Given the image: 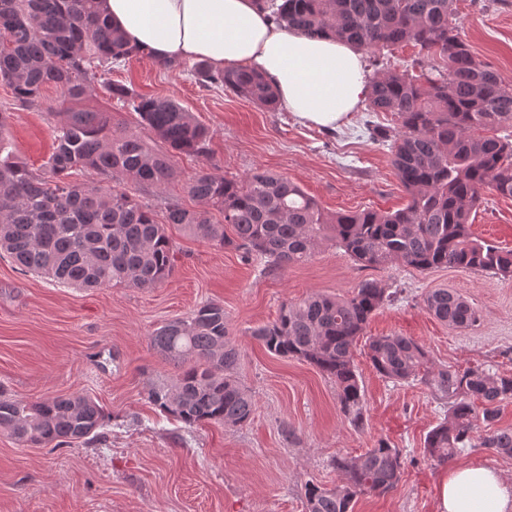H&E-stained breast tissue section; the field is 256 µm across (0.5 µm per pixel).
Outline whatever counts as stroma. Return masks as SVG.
<instances>
[{
  "instance_id": "1",
  "label": "stroma",
  "mask_w": 512,
  "mask_h": 512,
  "mask_svg": "<svg viewBox=\"0 0 512 512\" xmlns=\"http://www.w3.org/2000/svg\"><path fill=\"white\" fill-rule=\"evenodd\" d=\"M454 21L472 53L512 86V0H456ZM111 78L142 94L178 100L213 133L207 156L177 157V179L147 197L154 207L177 199L195 208L185 181L202 167L219 176L242 178L257 170L287 176L333 214L393 212L408 202L389 147L366 130L370 122L399 129L397 114L360 108L333 128L305 124L286 109L261 108L146 58ZM44 103L41 109L19 106L0 83V111L10 115L6 136L36 172L52 152L64 108L60 90L46 87ZM471 220L477 238L512 249V198L486 193ZM168 234L174 272L151 290L73 288L0 253V390L32 402L89 396L107 415L100 438L88 444L23 447L0 432V512H305L307 482L339 484L333 459L360 454L380 438L401 450L404 474L395 490L359 497L354 512H436L442 477L468 462L495 468L512 483V458L489 448L466 449L442 465L428 460L424 440L443 419V403L423 384L382 378L363 348L355 350L367 408L359 429L342 415L333 381L302 360L269 353L253 335L283 304L312 293L344 297L375 280L397 297L372 317L366 337L409 336L435 365H490L512 375V279L399 263L364 268L330 241L305 263L275 271L260 257H244L179 227ZM437 288L465 297L479 311V324L452 328L430 315L423 299ZM208 301L224 306L240 353L237 376L254 399L242 426L188 428L145 396L151 383L178 374L151 347L152 333Z\"/></svg>"
}]
</instances>
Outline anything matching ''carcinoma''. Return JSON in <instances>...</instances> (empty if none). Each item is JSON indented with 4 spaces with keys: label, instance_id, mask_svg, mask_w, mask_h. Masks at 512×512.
I'll use <instances>...</instances> for the list:
<instances>
[{
    "label": "carcinoma",
    "instance_id": "1",
    "mask_svg": "<svg viewBox=\"0 0 512 512\" xmlns=\"http://www.w3.org/2000/svg\"><path fill=\"white\" fill-rule=\"evenodd\" d=\"M257 2L287 31L336 37L363 50L411 43L427 59H446L443 71L387 70L368 86L366 111L394 112L401 120L394 135L380 126L368 130L373 140L391 143L392 165L408 195L404 208L329 214L284 176L255 171L244 179L218 177L202 168L186 190L205 208L172 200L156 211L140 194L161 192L177 177L174 156L208 154L210 130L179 102L119 83L106 90L138 115L140 129L84 106L96 70L110 71L143 54L112 26L101 0H0V82L23 106H40L51 84L68 103L54 130V151L38 173L15 157L5 136L9 113L0 112V251L67 286L149 290L172 275L166 225L177 224L279 270L306 261L329 238L363 267L401 263L512 277V250L476 238L470 221L486 191L512 197V87L462 39L452 23L454 0ZM156 65L186 69L204 86L224 87L269 110L280 105L263 75L252 70L216 71L204 60L158 59ZM77 168L90 171L92 181L72 183L70 171ZM391 300L389 289L366 280L344 298L314 294L287 303L253 335L270 353L303 360L333 380L341 412L360 428L366 408L353 349ZM424 305L453 328L479 321L470 302L446 288L428 293ZM151 347L181 368L174 381L151 385V405L189 428L250 420L254 402L236 377L239 353L229 340L223 305L208 302L164 323ZM367 357L382 377L417 381L444 401V418L425 439L430 460L444 464L467 448L512 457V431L494 428L501 404L512 401V376L490 367L437 368L423 345L398 334L370 340ZM477 400L484 405L480 413ZM104 422L103 407L87 396L29 402L0 395V431L27 446L88 443ZM333 465L342 482L332 488L306 484L307 512H353L358 496L398 485L404 459L379 439L359 455L336 457Z\"/></svg>",
    "mask_w": 512,
    "mask_h": 512
}]
</instances>
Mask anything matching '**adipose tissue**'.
Listing matches in <instances>:
<instances>
[{
    "label": "adipose tissue",
    "instance_id": "adipose-tissue-1",
    "mask_svg": "<svg viewBox=\"0 0 512 512\" xmlns=\"http://www.w3.org/2000/svg\"><path fill=\"white\" fill-rule=\"evenodd\" d=\"M103 7L149 58L258 70L302 121L336 125L364 98L366 64L356 46L278 29L256 0H103ZM438 512H512V483L487 466L463 464L442 478Z\"/></svg>",
    "mask_w": 512,
    "mask_h": 512
}]
</instances>
